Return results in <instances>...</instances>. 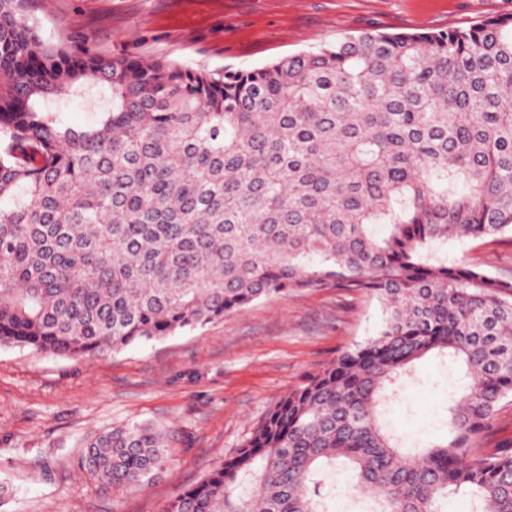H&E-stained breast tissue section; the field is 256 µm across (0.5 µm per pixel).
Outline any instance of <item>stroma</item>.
Listing matches in <instances>:
<instances>
[{
    "mask_svg": "<svg viewBox=\"0 0 512 512\" xmlns=\"http://www.w3.org/2000/svg\"><path fill=\"white\" fill-rule=\"evenodd\" d=\"M45 36L73 34L97 51L192 66L259 68L364 31L438 32L512 14V0H36ZM432 264L512 277V235L427 246ZM379 302L341 290L288 291L224 320L95 359L0 346V512H161L230 457L303 376L376 336ZM465 370L416 363L388 423L406 439L446 434L450 393ZM127 421L170 437L141 487L80 469L82 444Z\"/></svg>",
    "mask_w": 512,
    "mask_h": 512,
    "instance_id": "stroma-1",
    "label": "stroma"
}]
</instances>
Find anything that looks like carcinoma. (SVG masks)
Masks as SVG:
<instances>
[{
	"instance_id": "1",
	"label": "carcinoma",
	"mask_w": 512,
	"mask_h": 512,
	"mask_svg": "<svg viewBox=\"0 0 512 512\" xmlns=\"http://www.w3.org/2000/svg\"><path fill=\"white\" fill-rule=\"evenodd\" d=\"M97 98L76 129L59 102ZM512 234V14L436 33L365 31L254 70L102 55L0 0V346L94 358L288 291L375 297L378 335L270 408L162 512H512V281L434 265L438 240ZM468 383L447 434L383 415L429 355ZM167 434L119 424L80 467L141 486ZM510 441H512V396L499 403L495 421L483 448H496Z\"/></svg>"
}]
</instances>
